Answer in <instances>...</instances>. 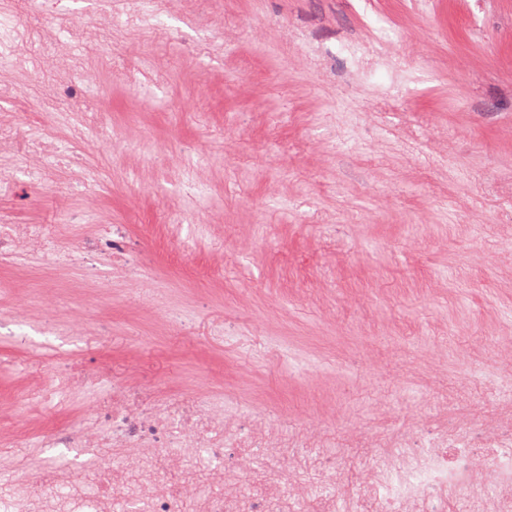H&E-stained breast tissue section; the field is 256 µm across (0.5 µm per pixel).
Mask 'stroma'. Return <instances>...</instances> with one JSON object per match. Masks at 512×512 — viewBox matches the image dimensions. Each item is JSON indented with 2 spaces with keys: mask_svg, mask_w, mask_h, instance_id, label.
I'll return each mask as SVG.
<instances>
[{
  "mask_svg": "<svg viewBox=\"0 0 512 512\" xmlns=\"http://www.w3.org/2000/svg\"><path fill=\"white\" fill-rule=\"evenodd\" d=\"M58 9L87 20L79 39L0 0L37 74L0 72V125L35 137L12 95L44 98L78 58L112 136L60 140L7 207L47 237L107 228L126 268L0 261V439L19 414L33 437L100 423L110 392L141 420L150 397L207 393L224 478L195 482L185 512L215 491L282 495L268 451L306 512H343L396 441L414 463L461 450L449 484L496 512L512 494L493 462L512 443V0H169L168 38L115 23L109 0ZM212 33L221 50L191 52ZM186 97L199 108L178 115ZM72 161L93 186L66 187ZM45 378L66 403L22 400ZM101 454L17 451L89 484ZM314 471L335 496L309 493Z\"/></svg>",
  "mask_w": 512,
  "mask_h": 512,
  "instance_id": "obj_1",
  "label": "stroma"
}]
</instances>
